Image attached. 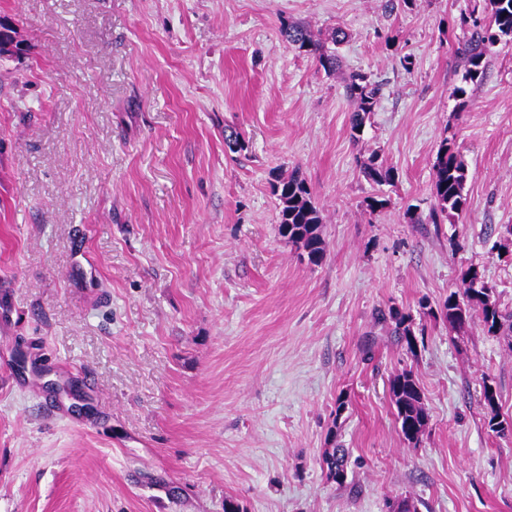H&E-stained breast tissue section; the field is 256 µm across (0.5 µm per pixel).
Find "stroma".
Listing matches in <instances>:
<instances>
[{"instance_id":"1","label":"stroma","mask_w":512,"mask_h":512,"mask_svg":"<svg viewBox=\"0 0 512 512\" xmlns=\"http://www.w3.org/2000/svg\"><path fill=\"white\" fill-rule=\"evenodd\" d=\"M473 4L0 0L28 46L0 58V512H512V435L481 399L493 383L512 419V349L422 310L475 267L512 311V42L459 106ZM286 22L344 30L339 71ZM352 73L383 86L356 140ZM446 137L467 205L433 224ZM373 156L394 183L364 176ZM295 170L317 265L279 230ZM391 306L416 349L377 320ZM405 370L416 447L389 392ZM390 394L401 435L409 445L416 447L426 430L428 415L414 374L403 371L395 375L390 382ZM482 399L484 406L490 413L488 420L490 430L498 435H505L506 432L512 433V422L499 420L497 413V391L493 384L488 381L483 382ZM348 454L345 448H334L331 452L325 453L323 463L326 465L327 477L343 485L347 480Z\"/></svg>"}]
</instances>
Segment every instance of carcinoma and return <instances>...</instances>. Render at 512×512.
Instances as JSON below:
<instances>
[{"label": "carcinoma", "instance_id": "carcinoma-1", "mask_svg": "<svg viewBox=\"0 0 512 512\" xmlns=\"http://www.w3.org/2000/svg\"><path fill=\"white\" fill-rule=\"evenodd\" d=\"M461 23L470 29L469 37L457 48L464 70L459 85L452 90V96L459 105L466 104L467 87L481 78L486 59L492 48L502 41H512V0H486L483 11L472 10L461 18ZM282 34L288 44L312 55L324 71L331 73L340 68L337 46L346 34L337 30L329 37H316L305 25L287 22ZM25 51L23 44L16 40L15 29L7 21L0 19V55L17 56ZM346 93L354 105L351 119L353 138L362 132L365 119L374 111L381 97L380 84L367 76L353 73L346 79ZM433 191L437 208L430 215L432 223L439 217L446 219L462 211L466 204L465 188L468 169L455 147L447 138L438 147L433 164ZM365 176L376 184H389L395 181L396 171L370 159L364 166ZM281 203V235L288 240L308 262L317 265L325 256V241L320 233L321 217L312 201L305 179L293 173L274 188ZM482 274L476 268H469L462 277V288L452 291L438 307L437 315L448 323L451 329L463 328L478 313L484 329L491 336H504L512 345V314L503 313L495 299L480 288ZM377 320L394 324L392 333L412 350L417 338L411 327L410 316L390 307L377 312ZM391 401L395 409V419L403 439L414 446L419 445L427 424L428 415L423 403V394L415 376L410 371L395 375L390 382ZM483 404L489 410L488 426L498 435L512 433V422L499 419L497 413V391L489 381H483ZM348 454L344 448H335L325 453L327 477L341 486L347 480Z\"/></svg>", "mask_w": 512, "mask_h": 512}]
</instances>
